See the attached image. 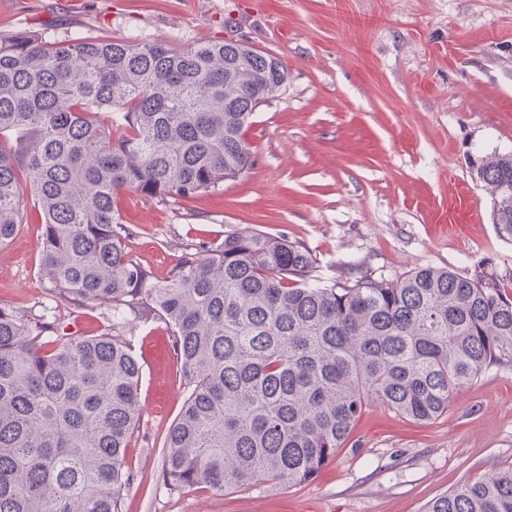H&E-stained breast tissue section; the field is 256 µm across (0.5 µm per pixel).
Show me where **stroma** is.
I'll return each mask as SVG.
<instances>
[{
	"mask_svg": "<svg viewBox=\"0 0 512 512\" xmlns=\"http://www.w3.org/2000/svg\"><path fill=\"white\" fill-rule=\"evenodd\" d=\"M34 26L180 47L235 40L288 70L285 93L256 110L243 175L193 200L124 196L128 249L157 279L184 245L249 229L304 244L326 282L432 266L512 286V244L468 165L512 150V0H82L69 13L56 0H0V34ZM40 220L30 211L0 249V305L49 309L68 336L100 334L105 308L72 312L41 279ZM130 340L141 418L122 512H424L512 463L511 363L488 368L431 422L369 405L348 447L305 484L171 490L163 444L184 379L163 322L141 323Z\"/></svg>",
	"mask_w": 512,
	"mask_h": 512,
	"instance_id": "stroma-1",
	"label": "stroma"
}]
</instances>
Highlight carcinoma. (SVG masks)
Returning a JSON list of instances; mask_svg holds the SVG:
<instances>
[{
    "label": "carcinoma",
    "mask_w": 512,
    "mask_h": 512,
    "mask_svg": "<svg viewBox=\"0 0 512 512\" xmlns=\"http://www.w3.org/2000/svg\"><path fill=\"white\" fill-rule=\"evenodd\" d=\"M287 85L276 57L224 40L0 35V247L33 202L51 292L112 315L66 337L53 316L0 305V512H120L141 382L127 332L150 319L187 391L164 443L172 490L305 484L368 403L432 421L512 362V296L493 276L420 267L327 285L301 243L252 230L186 245L163 282L133 257L122 194L165 204L244 174L255 111ZM470 169L512 243V151ZM426 512H512V465Z\"/></svg>",
    "instance_id": "obj_1"
}]
</instances>
